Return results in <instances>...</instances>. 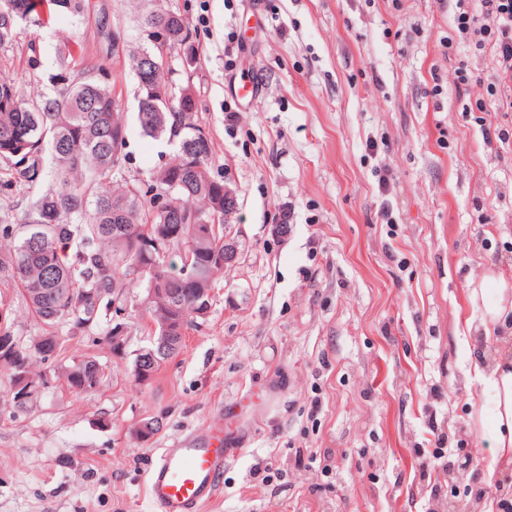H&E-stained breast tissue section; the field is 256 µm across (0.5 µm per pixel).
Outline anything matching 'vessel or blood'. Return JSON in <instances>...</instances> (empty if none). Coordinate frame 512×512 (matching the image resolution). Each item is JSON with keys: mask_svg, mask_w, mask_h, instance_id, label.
<instances>
[{"mask_svg": "<svg viewBox=\"0 0 512 512\" xmlns=\"http://www.w3.org/2000/svg\"><path fill=\"white\" fill-rule=\"evenodd\" d=\"M227 456L220 430L187 436L161 449L147 477V493L157 512H200L222 488Z\"/></svg>", "mask_w": 512, "mask_h": 512, "instance_id": "b4317fda", "label": "vessel or blood"}]
</instances>
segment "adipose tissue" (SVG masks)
<instances>
[{"instance_id":"obj_1","label":"adipose tissue","mask_w":512,"mask_h":512,"mask_svg":"<svg viewBox=\"0 0 512 512\" xmlns=\"http://www.w3.org/2000/svg\"><path fill=\"white\" fill-rule=\"evenodd\" d=\"M469 298L481 307L477 331L482 332L484 340L505 348L504 353L472 368L489 397L488 405L477 417L478 429L496 456L512 465V287L490 276L471 288Z\"/></svg>"}]
</instances>
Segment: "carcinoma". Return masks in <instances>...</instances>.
<instances>
[{
    "instance_id": "cac0c4a2",
    "label": "carcinoma",
    "mask_w": 512,
    "mask_h": 512,
    "mask_svg": "<svg viewBox=\"0 0 512 512\" xmlns=\"http://www.w3.org/2000/svg\"><path fill=\"white\" fill-rule=\"evenodd\" d=\"M0 12V46L14 40L23 22L44 15H80L85 0H13ZM145 25L164 41L129 55L138 78L136 121L148 137L176 143L172 158L141 189L116 184L124 158L127 127L112 88L99 80L92 60L71 58L68 45L56 48L61 69L58 85L36 100L20 91L18 74L0 72V182L29 197L25 229L0 224V288H16L31 313L45 326L46 338L13 350L0 346V368L17 384L36 381L35 367L57 364L69 387L88 394L97 390L104 374L100 360L87 355L60 362L58 332L76 337L100 324L112 309V289L173 288L177 309H152L157 322L172 329L191 325L195 289L211 288L224 267V180L214 177L209 162L212 143L197 121L198 98L193 82L178 84L163 55L183 51L194 64L192 32L178 12H149ZM172 190L176 210H156L152 201ZM217 225L207 236L196 235V215ZM186 235V255L173 254L163 268L167 280L154 272L152 252L143 246L146 235H164L178 226ZM197 278L182 277L183 267Z\"/></svg>"
}]
</instances>
